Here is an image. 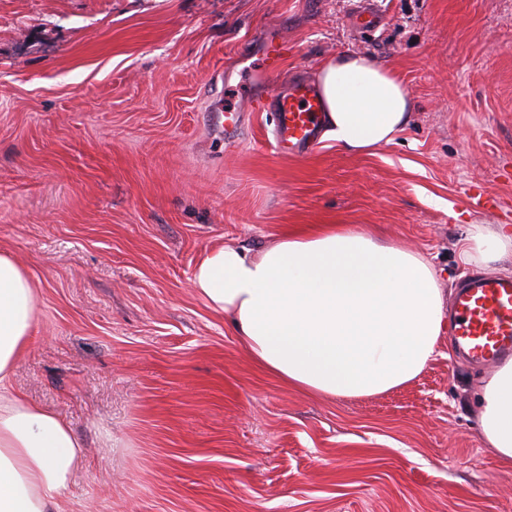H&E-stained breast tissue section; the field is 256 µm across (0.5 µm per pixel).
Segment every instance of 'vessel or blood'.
I'll return each mask as SVG.
<instances>
[{"label":"vessel or blood","instance_id":"b4317fda","mask_svg":"<svg viewBox=\"0 0 512 512\" xmlns=\"http://www.w3.org/2000/svg\"><path fill=\"white\" fill-rule=\"evenodd\" d=\"M288 48L278 34H271L262 51V63L249 66L248 76L257 92L252 109L273 114L277 149L298 154L312 148L318 139L323 103L315 85L305 78L287 80L274 101L263 94L275 76L274 63ZM455 339L475 362L495 364L512 355V280L488 276L467 284L452 298Z\"/></svg>","mask_w":512,"mask_h":512}]
</instances>
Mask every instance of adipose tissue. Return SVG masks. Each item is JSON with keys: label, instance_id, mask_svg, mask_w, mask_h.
I'll list each match as a JSON object with an SVG mask.
<instances>
[{"label": "adipose tissue", "instance_id": "adipose-tissue-1", "mask_svg": "<svg viewBox=\"0 0 512 512\" xmlns=\"http://www.w3.org/2000/svg\"><path fill=\"white\" fill-rule=\"evenodd\" d=\"M316 86L326 134L348 152L373 153L410 120L406 86L370 56L328 59ZM509 259L512 229H466L462 263ZM190 286L224 314L256 364L313 395H373L409 384L438 353L448 324L433 265L417 251L344 224L288 233L258 251L213 248L195 266ZM36 295L24 269L0 252V512H62L83 457L64 422L12 388ZM476 406L484 440L512 468V361L482 381Z\"/></svg>", "mask_w": 512, "mask_h": 512}]
</instances>
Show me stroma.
<instances>
[{"mask_svg":"<svg viewBox=\"0 0 512 512\" xmlns=\"http://www.w3.org/2000/svg\"><path fill=\"white\" fill-rule=\"evenodd\" d=\"M0 0V250L38 288L15 369L84 461L64 512H512L474 414L490 368L451 341L410 384L310 396L257 367L189 283L213 247L348 224L421 252L444 296L470 224L512 225V0ZM281 74L360 52L413 110L372 155L291 156L250 109ZM245 113L226 137L215 115ZM506 201L468 210L471 186Z\"/></svg>","mask_w":512,"mask_h":512,"instance_id":"35a3bbf8","label":"stroma"}]
</instances>
